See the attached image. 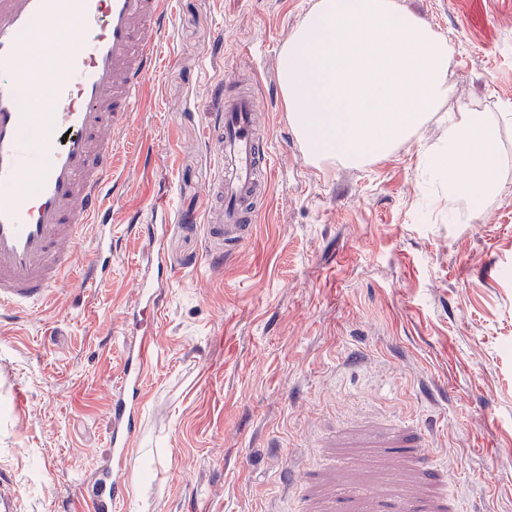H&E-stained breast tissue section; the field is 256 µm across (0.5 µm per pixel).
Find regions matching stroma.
Here are the masks:
<instances>
[{"mask_svg": "<svg viewBox=\"0 0 512 512\" xmlns=\"http://www.w3.org/2000/svg\"><path fill=\"white\" fill-rule=\"evenodd\" d=\"M311 2L173 0L112 174L111 274L0 313V465L21 512H86L77 488L109 451L107 388L142 247L133 213L161 186L172 284L116 512H262L282 462H317L321 424L373 406L435 422L433 451L468 507L512 512V130L502 189L478 213L450 218L420 170L459 105L512 110V0H399L452 44L451 91L415 137L361 168L311 163L274 91L279 49ZM238 73L255 82L274 163L253 240L215 273L204 105ZM353 348L364 361L344 367Z\"/></svg>", "mask_w": 512, "mask_h": 512, "instance_id": "obj_1", "label": "stroma"}]
</instances>
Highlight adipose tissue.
Here are the masks:
<instances>
[{
  "label": "adipose tissue",
  "instance_id": "1",
  "mask_svg": "<svg viewBox=\"0 0 512 512\" xmlns=\"http://www.w3.org/2000/svg\"><path fill=\"white\" fill-rule=\"evenodd\" d=\"M512 114L477 112L463 107L448 118L440 143L422 159V170L449 203L476 210L499 193L505 157L500 149L501 128Z\"/></svg>",
  "mask_w": 512,
  "mask_h": 512
}]
</instances>
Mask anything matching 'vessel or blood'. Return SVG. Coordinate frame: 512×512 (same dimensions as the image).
<instances>
[{
  "instance_id": "vessel-or-blood-1",
  "label": "vessel or blood",
  "mask_w": 512,
  "mask_h": 512,
  "mask_svg": "<svg viewBox=\"0 0 512 512\" xmlns=\"http://www.w3.org/2000/svg\"><path fill=\"white\" fill-rule=\"evenodd\" d=\"M172 0H0V310L46 305L58 284L94 287L112 267V171L144 79L157 67ZM77 34L56 51L62 31ZM212 98L220 116L208 143L220 163L204 192L209 265L250 242L270 186L267 134L249 91ZM97 229L90 260L76 247ZM146 238L126 306L121 365L108 394L111 452L81 486L89 512H113L127 490L126 462L139 431L170 277L161 256L163 227ZM431 425L370 408L325 425L322 463H285L278 486L297 512H463L451 475L432 451ZM21 494L0 468V512H19Z\"/></svg>"
}]
</instances>
